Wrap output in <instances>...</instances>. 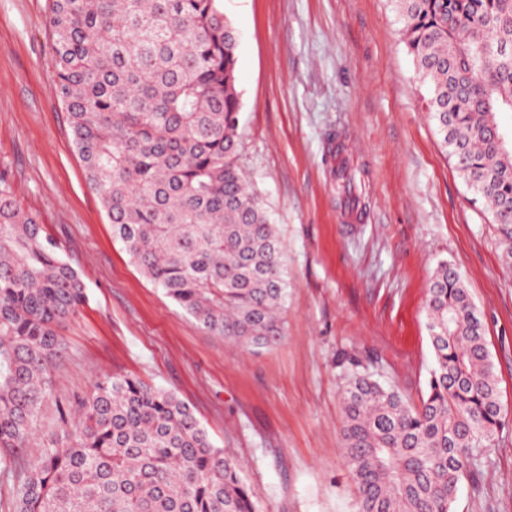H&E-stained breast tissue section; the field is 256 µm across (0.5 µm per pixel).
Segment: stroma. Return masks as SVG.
<instances>
[{"label": "stroma", "instance_id": "1", "mask_svg": "<svg viewBox=\"0 0 512 512\" xmlns=\"http://www.w3.org/2000/svg\"><path fill=\"white\" fill-rule=\"evenodd\" d=\"M51 0H0V187L42 224L88 300L40 420L130 375L173 392L243 466L262 512H355L341 391L351 360L420 405L434 356L425 300L463 276L500 382L503 427L451 512H512V270L492 218L442 147L393 0H223L240 36V162L288 272L284 337L205 331L132 261L88 184L55 92ZM355 177L336 190V143Z\"/></svg>", "mask_w": 512, "mask_h": 512}]
</instances>
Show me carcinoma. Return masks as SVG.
Here are the masks:
<instances>
[{
    "instance_id": "cac0c4a2",
    "label": "carcinoma",
    "mask_w": 512,
    "mask_h": 512,
    "mask_svg": "<svg viewBox=\"0 0 512 512\" xmlns=\"http://www.w3.org/2000/svg\"><path fill=\"white\" fill-rule=\"evenodd\" d=\"M430 86L428 112L485 203L512 267V0H396ZM56 91L113 236L209 333L256 347L283 335L288 281L271 215L239 164V39L221 0H53ZM79 273L0 188V473L8 512H261L239 465L175 394L98 378L37 420L76 315ZM435 368L419 407L353 367L342 389L356 512H450L458 484L502 428L498 379L459 273L428 288ZM39 443L25 464L23 452Z\"/></svg>"
}]
</instances>
